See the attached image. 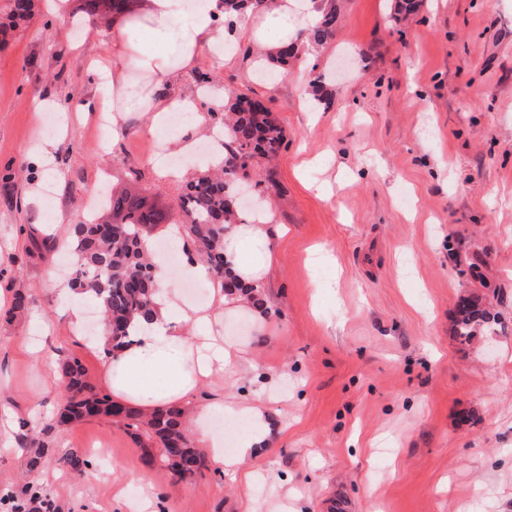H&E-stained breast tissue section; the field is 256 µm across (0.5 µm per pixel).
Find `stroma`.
Segmentation results:
<instances>
[{
  "label": "stroma",
  "mask_w": 512,
  "mask_h": 512,
  "mask_svg": "<svg viewBox=\"0 0 512 512\" xmlns=\"http://www.w3.org/2000/svg\"><path fill=\"white\" fill-rule=\"evenodd\" d=\"M85 0L73 37L34 0L22 20L0 0V422L45 417L59 358L95 385L100 351L67 325L69 227L98 189L149 190L173 208L178 181L149 162L152 115L125 112L110 153L95 143L103 87L88 68L113 21ZM391 0H343L316 69L296 60L262 79L236 38L223 65L206 52L180 92L214 84L261 99L286 146L276 176L253 170L243 207L274 205L273 262L262 282L270 319L222 310L243 352L195 400L248 401L270 434L237 471L171 485L122 425L76 423L52 437L38 482L58 512H512V0H423L393 23ZM321 79L330 104L314 106ZM72 106L48 156L36 102ZM51 163L64 175L50 184ZM56 212L53 224L41 210ZM25 313L6 320L15 290ZM482 295L492 333L458 344L452 319ZM81 450L82 471L58 466ZM147 484L149 497L139 486Z\"/></svg>",
  "instance_id": "stroma-1"
}]
</instances>
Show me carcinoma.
<instances>
[{"label":"carcinoma","mask_w":512,"mask_h":512,"mask_svg":"<svg viewBox=\"0 0 512 512\" xmlns=\"http://www.w3.org/2000/svg\"><path fill=\"white\" fill-rule=\"evenodd\" d=\"M228 10L263 13L273 0H225ZM420 0H396L394 22L418 11ZM85 9L106 20L131 13V0H86ZM319 25L309 40L323 45L336 34L339 5L327 0L321 6ZM211 119L229 138V153L224 167L202 172L186 181L178 197L179 219L166 210H156L142 196H112L104 208L112 216L96 217L76 224L70 235L75 270L71 288L91 298L102 314L108 350L126 345L132 323L148 319L153 313L157 291L155 263L148 256L146 229L157 224H180L184 243L193 245L195 256L209 268L213 282L224 284L229 274L224 270V225L239 219V209L232 190H224L226 173L247 174V162L258 158L271 160L285 143L283 129L261 102L243 93H229L222 112L210 113ZM490 318L482 307V298L473 294L458 307L453 321L456 340L469 345L488 328ZM65 396L52 417L42 425L20 421L18 445L27 451L26 476L38 474L50 451V434L82 420L106 417L130 432L144 449L148 462L166 468L172 483L187 482L210 469L205 453L196 447L184 428L186 409L167 405L146 415L140 410L118 405L110 394L89 381L81 361L65 357L59 361ZM58 463L80 471L89 460L77 449H70Z\"/></svg>","instance_id":"obj_1"}]
</instances>
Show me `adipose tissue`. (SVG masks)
Instances as JSON below:
<instances>
[{"label":"adipose tissue","instance_id":"obj_1","mask_svg":"<svg viewBox=\"0 0 512 512\" xmlns=\"http://www.w3.org/2000/svg\"><path fill=\"white\" fill-rule=\"evenodd\" d=\"M223 13V0H203L190 14L184 10L183 0H152L146 16L130 19V26L149 29L176 44L180 61L171 64L162 52L134 45L121 35L113 37L110 53L96 65L112 88L117 111L151 113L155 132L163 127L169 113L187 112L191 115L190 128H197L202 117L194 101L190 95L175 91L174 85L196 67L202 52L218 41L215 20ZM319 18L312 0H278L273 21L280 30V40L268 39L264 28L254 26L248 18L241 20L238 32L272 53L281 40L313 29ZM136 74L149 75L150 83L144 87L134 83ZM271 217L267 209L261 212L258 223L230 224L224 231V266L242 285L260 286L272 262L265 229ZM155 303L153 319L135 321L129 345L109 355L104 366V381L113 400L146 412L191 400L203 383L240 357L239 349L220 334V314L185 304L177 286L161 283ZM218 414L249 423L235 454L229 457L224 454L223 440L210 434L206 426L207 420ZM187 431L207 448L215 463L240 466L263 444L267 422L258 406L220 400L194 408Z\"/></svg>","mask_w":512,"mask_h":512}]
</instances>
